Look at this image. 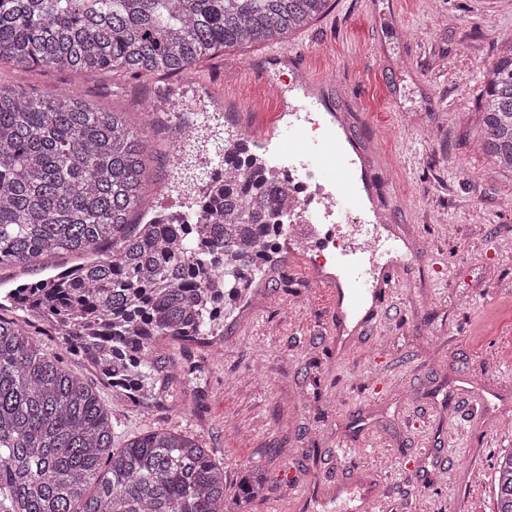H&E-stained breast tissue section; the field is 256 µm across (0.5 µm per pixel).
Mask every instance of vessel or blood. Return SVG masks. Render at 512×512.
<instances>
[{
    "mask_svg": "<svg viewBox=\"0 0 512 512\" xmlns=\"http://www.w3.org/2000/svg\"><path fill=\"white\" fill-rule=\"evenodd\" d=\"M304 50L289 46L273 53L275 60L299 71L295 83L296 103L288 113V123L281 128H267L245 121L238 134L261 145L277 143L290 167L289 188L298 200L290 223L304 224L315 237L314 251L329 245V238L319 236L318 225L331 222L353 225L355 238L345 240L334 262V273L317 274L318 283L333 288L336 305L329 319L344 325L348 317L366 324L385 312L400 282L411 270L404 261L394 238L383 235V219L376 206L370 205L373 182L368 174L366 151L351 132L348 121L328 129L322 138L307 137L306 132L317 113L334 115L330 83L319 77L303 75ZM319 178L329 188L318 198L306 195L307 182Z\"/></svg>",
    "mask_w": 512,
    "mask_h": 512,
    "instance_id": "b4317fda",
    "label": "vessel or blood"
}]
</instances>
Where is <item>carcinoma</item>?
I'll return each mask as SVG.
<instances>
[{
	"label": "carcinoma",
	"mask_w": 512,
	"mask_h": 512,
	"mask_svg": "<svg viewBox=\"0 0 512 512\" xmlns=\"http://www.w3.org/2000/svg\"><path fill=\"white\" fill-rule=\"evenodd\" d=\"M330 0H0V60L131 76L178 73L225 48L306 28ZM476 148L512 173V45L484 76ZM160 150L133 113L76 92L0 86V266L92 256L8 295L0 315V512H244L263 493L250 467L240 495L224 463L167 429L120 449L94 387L27 329L58 337L131 399L156 404L153 348L224 323L286 231L288 174L224 141V171L177 212L136 222ZM496 512H512V454L498 467Z\"/></svg>",
	"instance_id": "carcinoma-1"
}]
</instances>
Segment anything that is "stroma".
I'll use <instances>...</instances> for the list:
<instances>
[{
    "instance_id": "stroma-1",
    "label": "stroma",
    "mask_w": 512,
    "mask_h": 512,
    "mask_svg": "<svg viewBox=\"0 0 512 512\" xmlns=\"http://www.w3.org/2000/svg\"><path fill=\"white\" fill-rule=\"evenodd\" d=\"M286 41L307 46L310 73L333 78L380 203L416 243L414 270L385 315L337 348L331 289L281 262L237 300L222 358L204 343L158 342L175 366L148 411L63 354L56 337L39 335L41 348L98 388L115 447L149 429L187 434L223 462L230 496L260 466L267 491L247 512H495L512 429L463 403L477 384L512 400V173L474 147L483 74L512 45V0H331ZM271 49L243 45L201 66L251 120L281 127L279 93L292 74ZM0 86L77 90L147 119L161 138L170 102L213 108L184 71L148 78L4 61ZM172 164L165 150L151 164L153 211L181 208ZM189 363L201 368L191 381ZM364 479L376 486L366 504L351 493Z\"/></svg>"
}]
</instances>
